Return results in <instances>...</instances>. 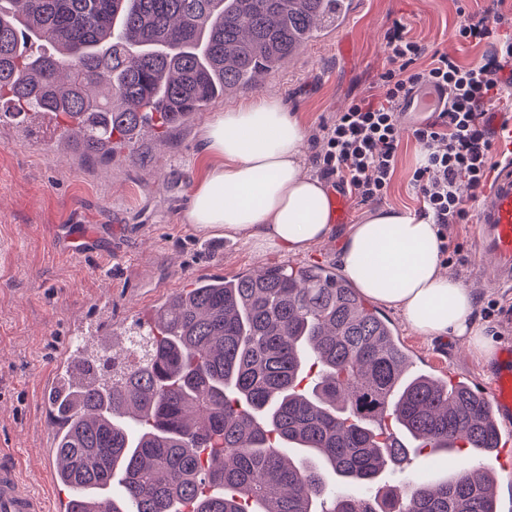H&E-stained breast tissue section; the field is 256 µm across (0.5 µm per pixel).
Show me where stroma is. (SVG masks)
Segmentation results:
<instances>
[{
    "label": "stroma",
    "instance_id": "1",
    "mask_svg": "<svg viewBox=\"0 0 512 512\" xmlns=\"http://www.w3.org/2000/svg\"><path fill=\"white\" fill-rule=\"evenodd\" d=\"M511 11L512 0H355L350 17L318 30L256 90L227 93L224 106L253 92L280 97L307 133V150L322 151L320 129L362 93L380 94L376 79L385 65L384 36L394 22L431 49L464 63L477 61L486 45H462L455 27L468 15ZM212 110L197 113L174 138L153 141L137 159L81 163L61 142L23 141L12 114L0 115V451L23 473L38 478L54 467L55 429L39 401L38 383L69 338V321L92 316L98 298L112 302L122 330L148 325L158 305L200 277H226L287 264L337 267V247L348 224L371 213L351 205L347 224L306 253L255 255L243 240L193 230L180 221L199 174L202 131ZM419 146L404 133L398 166L381 199L384 208L417 212L410 187ZM475 221L451 225L448 245L461 259L449 270L479 295L476 312L499 343H512V288L494 284L491 265L474 249ZM84 238V254L65 256L68 233ZM415 368L486 387L487 363L455 338L428 340L408 330L402 315L384 308Z\"/></svg>",
    "mask_w": 512,
    "mask_h": 512
}]
</instances>
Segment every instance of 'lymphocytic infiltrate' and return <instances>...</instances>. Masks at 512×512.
<instances>
[{"instance_id": "obj_1", "label": "lymphocytic infiltrate", "mask_w": 512, "mask_h": 512, "mask_svg": "<svg viewBox=\"0 0 512 512\" xmlns=\"http://www.w3.org/2000/svg\"><path fill=\"white\" fill-rule=\"evenodd\" d=\"M455 38L464 45L486 41L492 50L481 61L463 65L447 53L428 50L410 37L404 24L394 23L385 37L386 64L378 75L382 96H358L338 112L322 127L324 149L314 158L319 175L358 203L381 200L398 165L403 102L427 86L447 90L444 108L412 130L421 159L410 179L422 202L419 217L442 232L468 219L462 188L483 189L496 167L487 114L512 86V15L468 17ZM422 58L425 68L416 69Z\"/></svg>"}]
</instances>
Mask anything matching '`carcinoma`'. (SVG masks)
I'll return each instance as SVG.
<instances>
[{
    "label": "carcinoma",
    "mask_w": 512,
    "mask_h": 512,
    "mask_svg": "<svg viewBox=\"0 0 512 512\" xmlns=\"http://www.w3.org/2000/svg\"><path fill=\"white\" fill-rule=\"evenodd\" d=\"M335 16L336 0H0V101L55 113L73 153L109 162L257 85ZM43 40L55 51H33ZM145 340L137 361L103 352L108 371L71 386L54 438L71 512H498L475 469L370 493L411 440L465 462L502 435L468 384L412 369L334 270L197 279Z\"/></svg>",
    "instance_id": "cac0c4a2"
}]
</instances>
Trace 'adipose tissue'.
I'll use <instances>...</instances> for the list:
<instances>
[{
  "mask_svg": "<svg viewBox=\"0 0 512 512\" xmlns=\"http://www.w3.org/2000/svg\"><path fill=\"white\" fill-rule=\"evenodd\" d=\"M202 143L207 165L183 223L241 237L260 255L300 254L331 238L327 189L307 171L305 126L281 98L262 94L215 113ZM441 244L437 225L380 209L350 226L337 255L344 275L368 299L399 310L412 332L460 338L491 360L497 347L476 315L477 296L443 272Z\"/></svg>",
  "mask_w": 512,
  "mask_h": 512,
  "instance_id": "adipose-tissue-1",
  "label": "adipose tissue"
}]
</instances>
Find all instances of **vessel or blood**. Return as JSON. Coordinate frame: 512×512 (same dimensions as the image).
<instances>
[{
    "mask_svg": "<svg viewBox=\"0 0 512 512\" xmlns=\"http://www.w3.org/2000/svg\"><path fill=\"white\" fill-rule=\"evenodd\" d=\"M446 94L435 87L413 92L402 106L405 126L423 121L428 113L439 111ZM25 134L31 141H49L60 135L51 115L39 113L29 121ZM477 253L490 259L494 276L512 283V158L498 165L488 189L478 197ZM101 334L110 345L121 347L122 341L112 327V305L102 299L97 303V321L87 327L79 320L69 324V343L56 359L52 375L42 385L43 403L47 410L56 411L57 399L63 396L69 374L83 371L81 353L86 339ZM495 384L486 393L496 426H512V347L502 352L494 369ZM0 512H60L56 500L36 491L30 478L19 466L0 464Z\"/></svg>",
    "mask_w": 512,
    "mask_h": 512,
    "instance_id": "1",
    "label": "vessel or blood"
}]
</instances>
